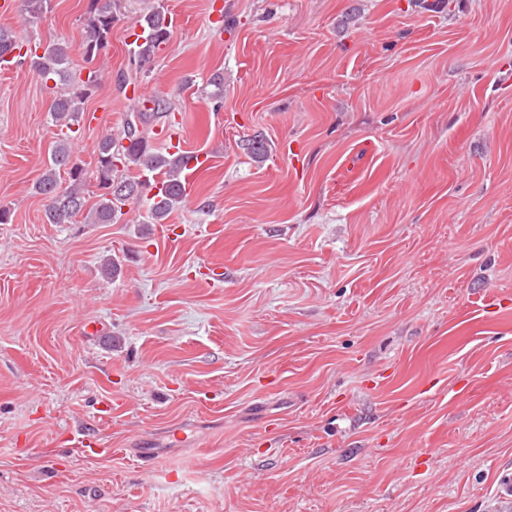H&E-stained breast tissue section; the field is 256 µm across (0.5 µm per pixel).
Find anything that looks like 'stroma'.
<instances>
[{
	"label": "stroma",
	"mask_w": 512,
	"mask_h": 512,
	"mask_svg": "<svg viewBox=\"0 0 512 512\" xmlns=\"http://www.w3.org/2000/svg\"><path fill=\"white\" fill-rule=\"evenodd\" d=\"M87 8L0 27L101 69L88 201L145 97L212 162L164 223H47L57 88L0 70V512H512V0H118L91 65ZM136 23L143 29V34L138 35L133 43V55L143 68L151 62L160 46L170 39L171 24L167 21L166 10L162 4L140 16ZM139 39H142L141 43H138Z\"/></svg>",
	"instance_id": "stroma-1"
}]
</instances>
